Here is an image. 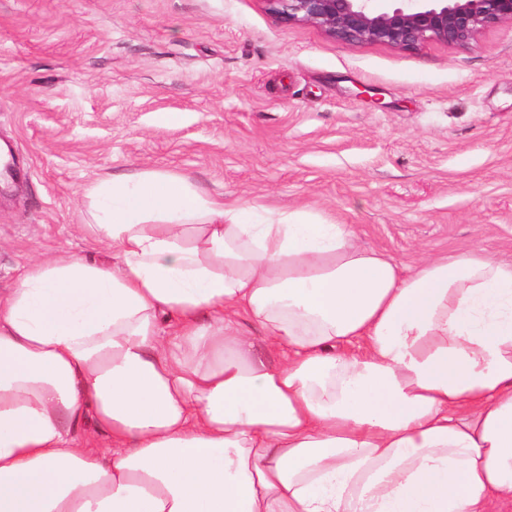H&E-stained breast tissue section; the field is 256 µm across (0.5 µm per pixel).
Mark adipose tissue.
I'll return each mask as SVG.
<instances>
[{"mask_svg": "<svg viewBox=\"0 0 512 512\" xmlns=\"http://www.w3.org/2000/svg\"><path fill=\"white\" fill-rule=\"evenodd\" d=\"M85 195L111 262L40 259L0 297V512L512 504V262L407 268L157 169Z\"/></svg>", "mask_w": 512, "mask_h": 512, "instance_id": "obj_1", "label": "adipose tissue"}]
</instances>
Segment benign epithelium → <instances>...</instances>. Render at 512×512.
<instances>
[{"instance_id": "obj_1", "label": "benign epithelium", "mask_w": 512, "mask_h": 512, "mask_svg": "<svg viewBox=\"0 0 512 512\" xmlns=\"http://www.w3.org/2000/svg\"><path fill=\"white\" fill-rule=\"evenodd\" d=\"M267 9L293 23L321 27L355 43L402 48L426 40L464 44L497 23H512V0H264Z\"/></svg>"}]
</instances>
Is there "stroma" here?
<instances>
[{
    "label": "stroma",
    "instance_id": "stroma-1",
    "mask_svg": "<svg viewBox=\"0 0 512 512\" xmlns=\"http://www.w3.org/2000/svg\"><path fill=\"white\" fill-rule=\"evenodd\" d=\"M0 140L21 169L0 189V297L35 260L111 259L85 190L145 169L315 207L407 266L472 245L512 261L507 22L405 49L263 0H0Z\"/></svg>",
    "mask_w": 512,
    "mask_h": 512
}]
</instances>
